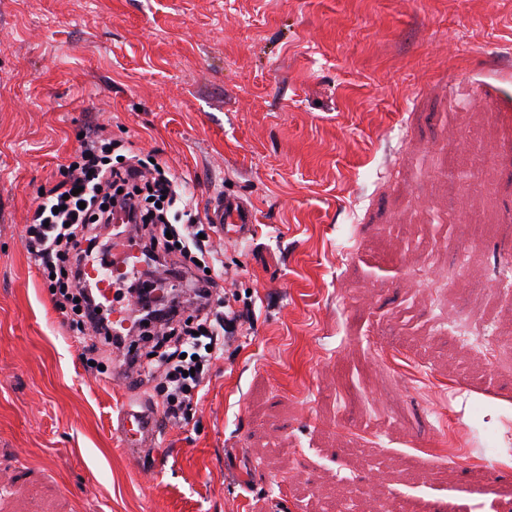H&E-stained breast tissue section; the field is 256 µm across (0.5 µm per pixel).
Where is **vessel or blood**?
I'll list each match as a JSON object with an SVG mask.
<instances>
[{"label":"vessel or blood","instance_id":"b4317fda","mask_svg":"<svg viewBox=\"0 0 512 512\" xmlns=\"http://www.w3.org/2000/svg\"><path fill=\"white\" fill-rule=\"evenodd\" d=\"M209 219L222 234L241 238L249 234L255 222L254 215L242 200L233 197L216 199L209 211ZM140 253L129 241H121L113 249L111 259L101 266L84 265V280L96 289L103 311L112 320V333L124 344L132 339L126 331L131 311L129 306L116 304L114 290L138 273ZM118 434L122 446L133 458H140L144 449L158 445L159 415L154 405L145 399L122 401L118 411Z\"/></svg>","mask_w":512,"mask_h":512}]
</instances>
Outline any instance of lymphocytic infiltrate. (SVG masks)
Returning a JSON list of instances; mask_svg holds the SVG:
<instances>
[{
    "label": "lymphocytic infiltrate",
    "mask_w": 512,
    "mask_h": 512,
    "mask_svg": "<svg viewBox=\"0 0 512 512\" xmlns=\"http://www.w3.org/2000/svg\"><path fill=\"white\" fill-rule=\"evenodd\" d=\"M123 148L103 125L84 131L79 148L59 166L60 180L29 212L23 244L53 288L63 324L78 335L88 363L111 356L114 341L110 320L81 285L79 258L106 245L114 210L128 214L149 260H173L171 274L195 266L208 269V276L192 286V308L179 301L151 308L142 290L134 307L152 345L149 356L129 358V367L132 373L163 379L162 418L178 425L191 412L213 359L241 335L253 311L239 304L236 294H218L216 278L224 261L213 245L215 227L201 222L185 183L159 162L149 166L135 155L114 161Z\"/></svg>",
    "instance_id": "obj_1"
}]
</instances>
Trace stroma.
<instances>
[{
	"mask_svg": "<svg viewBox=\"0 0 512 512\" xmlns=\"http://www.w3.org/2000/svg\"><path fill=\"white\" fill-rule=\"evenodd\" d=\"M92 122L256 219L214 240L253 321L141 467L22 244ZM509 225L512 0H0V512H512Z\"/></svg>",
	"mask_w": 512,
	"mask_h": 512,
	"instance_id": "35a3bbf8",
	"label": "stroma"
}]
</instances>
